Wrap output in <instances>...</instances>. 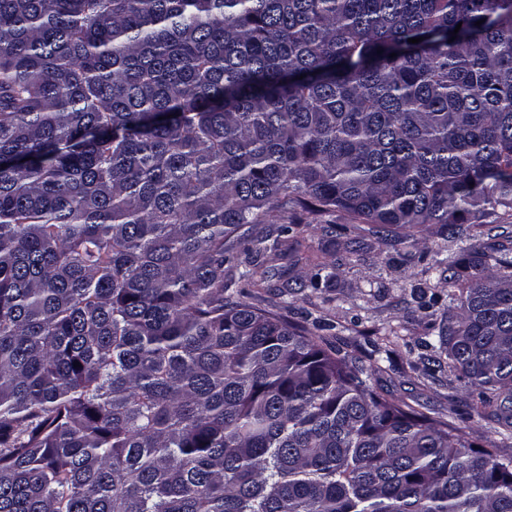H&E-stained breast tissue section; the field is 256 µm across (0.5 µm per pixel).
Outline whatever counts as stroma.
Listing matches in <instances>:
<instances>
[{
    "label": "stroma",
    "instance_id": "1",
    "mask_svg": "<svg viewBox=\"0 0 512 512\" xmlns=\"http://www.w3.org/2000/svg\"><path fill=\"white\" fill-rule=\"evenodd\" d=\"M306 259L288 271L290 288L280 296L278 288H255L241 280L234 268L225 277L234 279L241 299L274 303L287 299L288 317L302 323L315 317L329 323L330 336L348 351L367 348L376 342L391 350L393 359L373 379L384 396L396 398L415 409L427 408L435 417L473 432L483 447L512 434L505 422L468 418V388L449 383L447 372L431 370L427 361L429 344L437 343L442 326V309L447 306L448 280L443 260L457 250L436 228H429L423 240L399 255L390 241L369 233L367 225L351 223L337 232L333 242L320 234H306ZM331 265L334 276L328 284L312 287L314 261ZM430 288L440 296V308L426 315L415 297L416 286Z\"/></svg>",
    "mask_w": 512,
    "mask_h": 512
}]
</instances>
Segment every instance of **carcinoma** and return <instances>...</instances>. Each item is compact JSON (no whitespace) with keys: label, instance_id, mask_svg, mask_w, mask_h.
I'll use <instances>...</instances> for the list:
<instances>
[{"label":"carcinoma","instance_id":"cac0c4a2","mask_svg":"<svg viewBox=\"0 0 512 512\" xmlns=\"http://www.w3.org/2000/svg\"><path fill=\"white\" fill-rule=\"evenodd\" d=\"M497 207L512 0H0V512H512V454L373 390L390 350L224 281L297 257L245 229L288 212L436 225L438 367L507 421ZM483 224L487 225L481 228H473L472 233L475 237L470 241V243H472L476 248H484L487 243L496 244V247L497 244L503 243L510 248L511 241H507V238H504V236L512 235V233H510L512 231V210L497 208L494 211H491V214L483 220ZM497 226H502L504 228H495ZM491 228H495L491 231V236L502 233L503 230L509 234L505 233L504 236L499 237L488 236L487 234ZM490 237L492 239H490Z\"/></svg>","mask_w":512,"mask_h":512}]
</instances>
